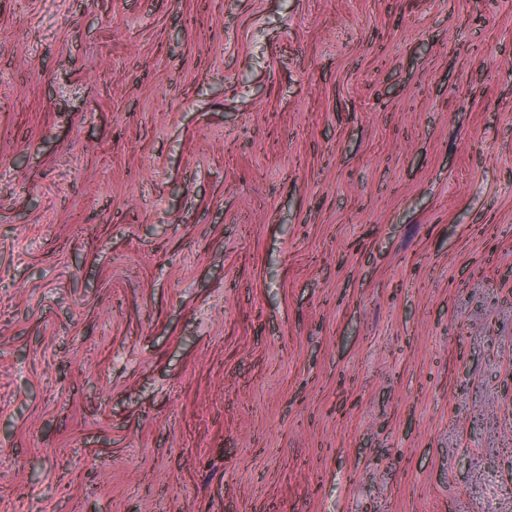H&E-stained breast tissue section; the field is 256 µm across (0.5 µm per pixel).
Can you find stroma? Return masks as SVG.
Wrapping results in <instances>:
<instances>
[{
    "instance_id": "obj_1",
    "label": "stroma",
    "mask_w": 512,
    "mask_h": 512,
    "mask_svg": "<svg viewBox=\"0 0 512 512\" xmlns=\"http://www.w3.org/2000/svg\"><path fill=\"white\" fill-rule=\"evenodd\" d=\"M0 512H512V0H0Z\"/></svg>"
}]
</instances>
